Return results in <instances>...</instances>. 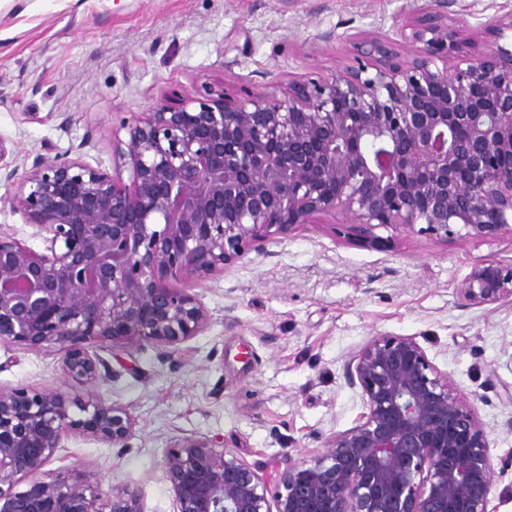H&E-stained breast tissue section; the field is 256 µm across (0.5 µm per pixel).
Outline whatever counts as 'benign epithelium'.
Segmentation results:
<instances>
[{"instance_id": "1", "label": "benign epithelium", "mask_w": 512, "mask_h": 512, "mask_svg": "<svg viewBox=\"0 0 512 512\" xmlns=\"http://www.w3.org/2000/svg\"><path fill=\"white\" fill-rule=\"evenodd\" d=\"M445 8L408 11L399 41L364 34L354 64L280 95L161 103L124 126L110 174L45 157L12 169V204L45 251L0 232V343L53 349L95 385L96 349L172 354L205 330L191 283L273 228L326 213L445 238L512 225V15L466 36ZM461 293L512 298V268L477 263ZM345 372L364 412L283 470L281 491L209 440L169 451L177 512H496L483 425L415 338H374ZM132 427L98 393L0 388V512H142L135 488L41 478L68 431L118 444Z\"/></svg>"}]
</instances>
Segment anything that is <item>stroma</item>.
<instances>
[{"mask_svg":"<svg viewBox=\"0 0 512 512\" xmlns=\"http://www.w3.org/2000/svg\"><path fill=\"white\" fill-rule=\"evenodd\" d=\"M431 0H0V144L8 168L63 157L112 169L124 125L205 87L238 99L353 64L361 34L394 35ZM476 30L512 0H448ZM0 176V229L36 251ZM480 262L512 267V232L439 238L362 231L341 217L272 231L193 292L209 327L171 356L102 351L100 393L133 420L111 445L72 431L45 476L76 471L102 493L127 485L143 512H176L162 462L181 440H215L264 479L325 451L356 423L347 359L380 336H412L475 409L494 465L497 512H512V300L473 305L460 288ZM0 387L84 395L52 350L0 344Z\"/></svg>","mask_w":512,"mask_h":512,"instance_id":"obj_1","label":"stroma"}]
</instances>
